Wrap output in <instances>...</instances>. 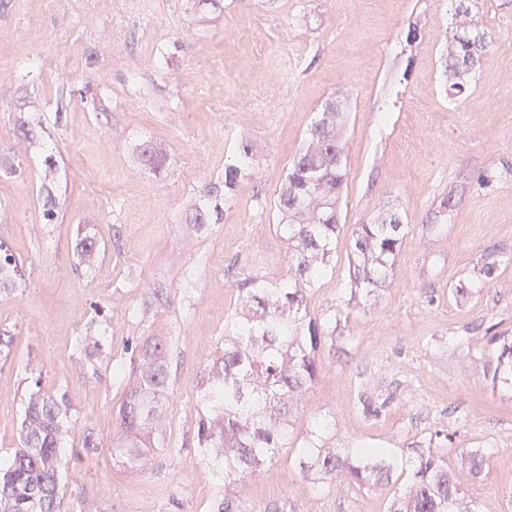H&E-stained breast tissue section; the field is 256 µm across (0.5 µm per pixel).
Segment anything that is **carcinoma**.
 I'll use <instances>...</instances> for the list:
<instances>
[{"label": "carcinoma", "instance_id": "carcinoma-1", "mask_svg": "<svg viewBox=\"0 0 512 512\" xmlns=\"http://www.w3.org/2000/svg\"><path fill=\"white\" fill-rule=\"evenodd\" d=\"M455 27L448 40L445 72L449 90L464 93L488 48L487 32L472 15L475 0H455ZM345 108L330 98L308 130L306 148L292 161L279 190L277 228L288 244V276L249 274L238 282L240 308L224 318L219 354L208 370L199 395L198 448L206 465L224 482V496L209 512H250L233 487L273 464L279 451L294 447V470L313 488L340 485L358 491L390 488L386 512H480L477 501L448 470L445 449L394 448L361 443L355 448L330 446L331 428L312 417L304 434H296L306 391L316 380L318 355L336 333L342 314L337 308L319 321L308 316L315 288L336 272L339 204L347 183L341 127ZM256 160L248 142L237 146L235 161L224 166L221 187L210 186L195 204L202 225L219 214L250 175ZM403 220L398 210L355 227L349 240L352 274L350 297L370 295L386 280L401 246ZM21 287L20 266L0 240V287ZM490 356L493 382L512 392V338L495 336ZM127 382L112 436V459L130 470L147 464L151 449L166 432L165 406L170 400L167 347L163 340L143 345L131 371L116 364ZM69 423L66 396L46 392L41 378L24 405L19 448L0 457V512H60L59 444ZM485 452L462 450V464L472 475L482 472Z\"/></svg>", "mask_w": 512, "mask_h": 512}]
</instances>
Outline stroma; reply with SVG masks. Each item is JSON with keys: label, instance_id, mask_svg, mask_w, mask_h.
Segmentation results:
<instances>
[{"label": "stroma", "instance_id": "1", "mask_svg": "<svg viewBox=\"0 0 512 512\" xmlns=\"http://www.w3.org/2000/svg\"><path fill=\"white\" fill-rule=\"evenodd\" d=\"M477 19L491 45L456 98L443 73L451 0H0V153L15 165L0 170V239L26 282L0 288L14 338L0 361V457L18 445L38 374L71 398L61 512H207L223 495L198 449L201 381L237 275L288 273L279 189L335 97L347 104L346 233L394 208L405 229L386 285L324 341L304 413L335 423L337 448L406 449L439 432L454 469L462 449L482 448L489 464L468 489L481 512H512V395L487 359L493 337L512 336V0H479ZM147 139L162 165L142 162ZM241 140L259 168L195 228L200 191ZM346 233L310 316L348 292ZM82 235L99 248L88 267ZM151 336L168 341L167 430L131 473L109 453L126 388L113 367ZM242 493L256 507L386 512L381 491L313 489L284 452Z\"/></svg>", "mask_w": 512, "mask_h": 512}]
</instances>
